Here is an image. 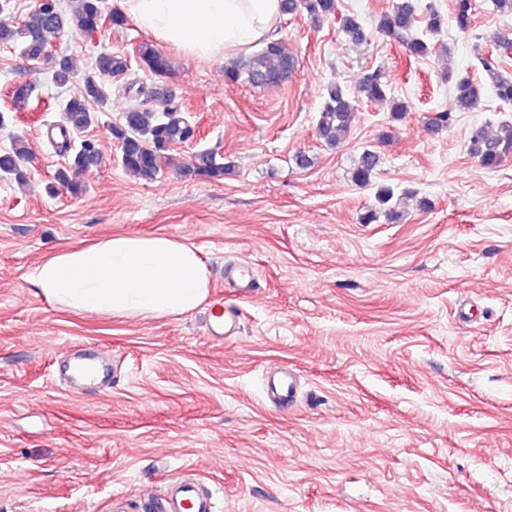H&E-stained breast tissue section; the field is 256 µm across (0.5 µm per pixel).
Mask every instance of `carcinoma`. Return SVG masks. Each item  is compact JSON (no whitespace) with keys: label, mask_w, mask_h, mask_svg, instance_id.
Listing matches in <instances>:
<instances>
[{"label":"carcinoma","mask_w":512,"mask_h":512,"mask_svg":"<svg viewBox=\"0 0 512 512\" xmlns=\"http://www.w3.org/2000/svg\"><path fill=\"white\" fill-rule=\"evenodd\" d=\"M299 9L320 21L334 15L336 0H283V11L294 13ZM474 11V0H453L451 17L447 19L436 10L430 11L426 30L437 35L450 23L458 32L466 33L473 24ZM416 22V6L412 0H399L390 12L381 16L377 29L403 39L408 55L426 57L431 53V47L426 40L414 35ZM105 24L111 29H123L128 24V17L119 10L104 11L103 0H70L66 7L61 6L60 0H41L19 25L9 27L0 24V43L13 45L31 61L51 60L53 83L65 87L76 77L71 58L53 53L43 56L41 52L52 49L53 42L67 32L88 35ZM340 31L352 42L366 38L365 29L355 16L343 17ZM137 55L151 74L160 78L173 74L171 60L152 44L140 43ZM297 63L295 54L279 37L262 42L261 48L253 54L224 65V82L228 85L246 82L258 88L283 85L293 77ZM481 64L492 78V89L497 99L512 104V76L499 74L490 58L481 59ZM129 66L130 59L126 55L107 50L101 52L92 68L79 80V90L60 103L61 148L69 150V155L64 165L55 171L53 183L48 187L49 193L62 188L73 196H79L85 190L81 176L83 172L97 167L102 155L97 141L85 137L84 133L98 122L99 113L107 111L112 95L110 79L126 74ZM448 81L453 84L456 111L470 112L483 105L486 88L480 81L460 77L451 70L448 71ZM34 91L35 86L30 82L16 83L11 90L14 107L18 110L26 108ZM357 93L370 102H389L394 120L401 119L409 108L407 102L392 96L387 76L381 70L365 74L358 83ZM162 98V110L144 102L125 112L120 122L108 128L119 150L122 167L149 180L155 179L165 166L171 164L170 150L188 142L194 129L186 118L184 107L170 92L163 93ZM453 111L438 113L430 120V125L437 130L450 127L455 121ZM356 116L354 98L337 85L329 86L318 115L317 137L328 145L338 144L350 131ZM469 151L484 167H497L512 152V122L500 124L495 132L482 127L474 130L469 140ZM28 162L29 150L24 137L13 136L10 147L0 151V180L25 181ZM377 165L378 156L370 150L363 151L352 170L353 182L360 186L369 185ZM227 171L228 166L216 153L201 151L182 167L181 174L190 180L218 181L224 179ZM393 198L391 187H378L375 192L377 205L367 210L361 221L370 224L382 216L391 223L401 222L403 215L393 203Z\"/></svg>","instance_id":"1"}]
</instances>
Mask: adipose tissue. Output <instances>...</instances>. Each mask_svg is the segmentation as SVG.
Returning a JSON list of instances; mask_svg holds the SVG:
<instances>
[{"label":"adipose tissue","instance_id":"obj_1","mask_svg":"<svg viewBox=\"0 0 512 512\" xmlns=\"http://www.w3.org/2000/svg\"><path fill=\"white\" fill-rule=\"evenodd\" d=\"M120 5L158 41L200 58H221L261 41L281 16V0H120ZM32 281L61 307L144 319L191 312L209 292V273L195 248L159 235H114L58 251L36 266Z\"/></svg>","mask_w":512,"mask_h":512}]
</instances>
